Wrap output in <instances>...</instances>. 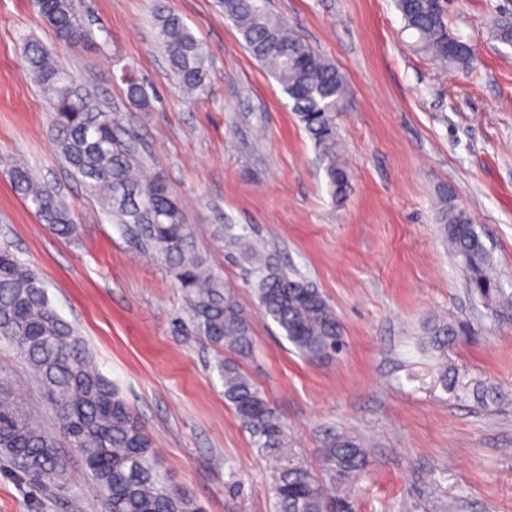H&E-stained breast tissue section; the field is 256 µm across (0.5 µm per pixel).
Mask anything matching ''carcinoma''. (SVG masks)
<instances>
[{
  "mask_svg": "<svg viewBox=\"0 0 512 512\" xmlns=\"http://www.w3.org/2000/svg\"><path fill=\"white\" fill-rule=\"evenodd\" d=\"M224 17L241 34L251 55L266 65L292 102L304 130L325 164L329 191L339 200L349 175L336 134L343 77L336 67L272 16L265 0H220ZM39 12L64 42L83 38L73 0H37ZM412 47L440 65L467 69L470 46L448 34L445 9L436 0H395ZM155 40L181 90L193 97L208 78L211 52L182 18L158 9ZM27 74L46 97L53 141L71 174L81 181L115 224H125L150 245L174 273L191 319L214 347L224 351L215 365L224 401L264 448H282V424L266 396L241 369L237 358L254 349L248 314L197 251L195 231L159 177L142 179L129 145L117 133L110 112L75 82L37 41L26 45ZM128 100L146 109V88L126 78ZM12 187L59 237L78 235L68 205L54 187L37 181L27 166L11 170ZM439 224L451 252L460 258L468 287L490 304L507 303L489 273L490 255L471 215L451 203L439 211ZM217 240L258 270L255 292L264 313L296 350L310 360L340 352L342 327L326 295L312 282L281 268L261 254L249 236L224 226ZM0 339L10 343L38 382L58 427L69 437L102 493L104 512H200L194 499L172 487L159 472L153 440L112 382L96 367L75 327L50 304L41 277L0 247ZM0 453L40 485L63 486L66 462L54 436L23 404L0 387ZM365 449L351 435H334L323 448L327 470L357 472ZM276 512H332L342 497L304 469L281 472L274 487Z\"/></svg>",
  "mask_w": 512,
  "mask_h": 512,
  "instance_id": "carcinoma-1",
  "label": "carcinoma"
}]
</instances>
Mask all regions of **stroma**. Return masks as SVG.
I'll list each match as a JSON object with an SVG mask.
<instances>
[{
    "mask_svg": "<svg viewBox=\"0 0 512 512\" xmlns=\"http://www.w3.org/2000/svg\"><path fill=\"white\" fill-rule=\"evenodd\" d=\"M161 0H76L87 35L65 43L35 0H0V246L41 275L52 305L154 439L168 480L203 512H275L283 470L326 478L322 447L350 434L364 468L334 482L353 512H512V313L472 294L437 222L445 201L472 216L491 273L512 296V46L491 20L512 0H449L445 21L475 70L415 53L393 0H267L344 77L336 127L350 189L333 200L325 167L278 82L247 51L216 0H162L212 51L205 92L179 93L159 52ZM36 40L136 136L196 245L250 317L243 371L276 408L286 449L259 447L224 401L218 353L154 252L113 224L61 161L48 104L26 72ZM149 109L131 104L126 76ZM28 164L70 203L77 237L56 236L13 190ZM250 227L284 269L313 282L343 326L342 351L300 356L254 296L255 273L214 237ZM464 325L445 348L427 330ZM0 386L42 425L54 418L17 351L0 340ZM66 489L19 477L0 457V512H102L66 436Z\"/></svg>",
    "mask_w": 512,
    "mask_h": 512,
    "instance_id": "1",
    "label": "stroma"
}]
</instances>
